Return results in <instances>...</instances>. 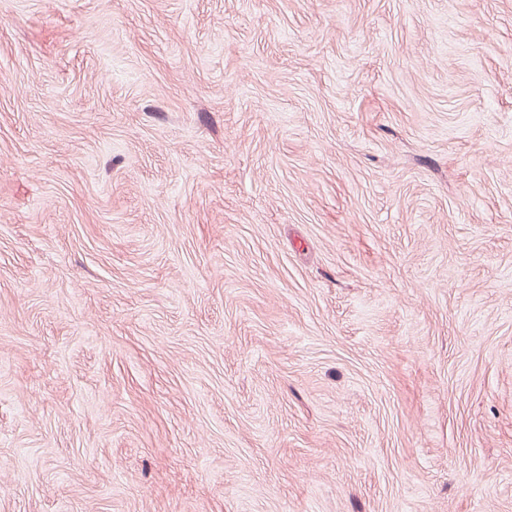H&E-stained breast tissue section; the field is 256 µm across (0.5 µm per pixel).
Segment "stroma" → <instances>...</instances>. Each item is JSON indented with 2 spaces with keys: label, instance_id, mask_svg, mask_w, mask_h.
I'll return each instance as SVG.
<instances>
[{
  "label": "stroma",
  "instance_id": "35a3bbf8",
  "mask_svg": "<svg viewBox=\"0 0 512 512\" xmlns=\"http://www.w3.org/2000/svg\"><path fill=\"white\" fill-rule=\"evenodd\" d=\"M0 512H512V0H0Z\"/></svg>",
  "mask_w": 512,
  "mask_h": 512
}]
</instances>
